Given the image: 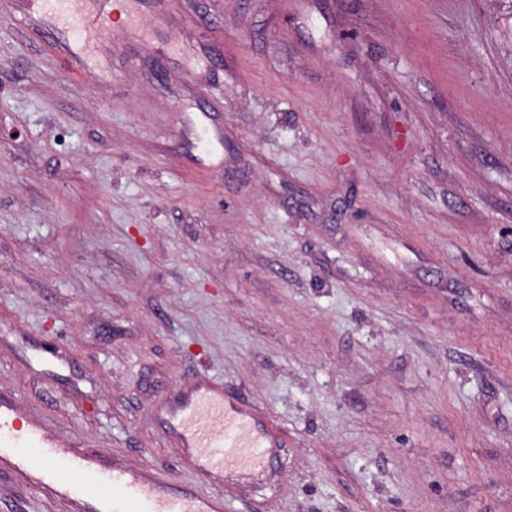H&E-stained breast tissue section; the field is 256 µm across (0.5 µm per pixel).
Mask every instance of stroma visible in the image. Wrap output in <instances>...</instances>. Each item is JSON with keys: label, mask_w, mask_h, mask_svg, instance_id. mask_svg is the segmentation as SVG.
Masks as SVG:
<instances>
[{"label": "stroma", "mask_w": 512, "mask_h": 512, "mask_svg": "<svg viewBox=\"0 0 512 512\" xmlns=\"http://www.w3.org/2000/svg\"><path fill=\"white\" fill-rule=\"evenodd\" d=\"M105 10L83 68L0 0V392L224 512H512L497 0ZM198 383L278 426L264 472L165 429ZM0 512L69 509L0 471Z\"/></svg>", "instance_id": "1"}]
</instances>
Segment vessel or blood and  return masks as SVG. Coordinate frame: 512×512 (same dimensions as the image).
Returning <instances> with one entry per match:
<instances>
[{
    "instance_id": "1",
    "label": "vessel or blood",
    "mask_w": 512,
    "mask_h": 512,
    "mask_svg": "<svg viewBox=\"0 0 512 512\" xmlns=\"http://www.w3.org/2000/svg\"><path fill=\"white\" fill-rule=\"evenodd\" d=\"M38 9L54 18L51 34L79 36L66 50L83 61L102 18L100 0H37ZM170 426L184 447L193 450L203 472L235 468L244 473L264 469L270 459V433L266 423L238 411L223 391L203 388L184 396L172 413ZM0 462L20 479L53 485L73 502L72 512H224L217 496H200L190 488L169 489L148 473L129 467L113 470L112 495H104L92 481L97 461L76 449L63 447L37 421H22L12 395H0Z\"/></svg>"
}]
</instances>
